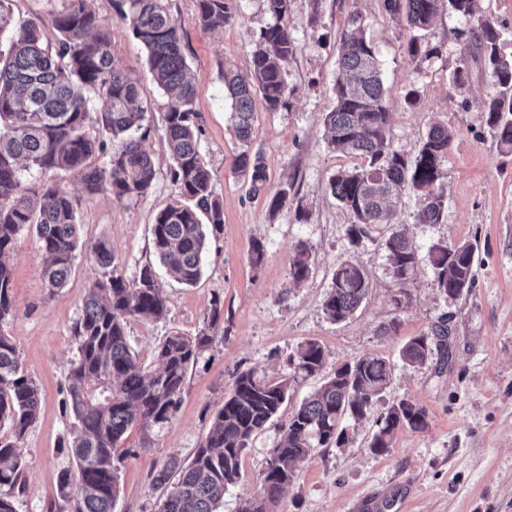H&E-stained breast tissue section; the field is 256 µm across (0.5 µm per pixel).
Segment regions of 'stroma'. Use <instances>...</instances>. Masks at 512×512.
<instances>
[{
  "label": "stroma",
  "mask_w": 512,
  "mask_h": 512,
  "mask_svg": "<svg viewBox=\"0 0 512 512\" xmlns=\"http://www.w3.org/2000/svg\"><path fill=\"white\" fill-rule=\"evenodd\" d=\"M166 5L181 26L196 87L200 151L223 204L224 224L208 244L199 283L188 287L160 274L166 317L129 320L127 332L140 363L150 369L158 366V347L166 336H193L211 327L215 341L189 369L180 407L154 430L152 448L140 451L139 429L125 434L122 445L135 454L121 467L113 512H156L155 472L167 460L190 459L235 372L286 374L288 354L310 338L325 349L323 373L293 382L276 423L244 452L241 476L226 491L223 512H238L241 501L260 494V475L280 441L281 424L321 384L323 374L365 355L391 363L390 385L371 414L349 424L346 446L316 449L299 466L280 512H512V153L499 147L485 124L480 105L491 86L484 74L473 71L462 89L450 82L463 47L459 33L467 22L440 12L424 40L441 54L417 70L406 52L410 32L386 13L384 0H290L286 21L297 51L288 64V106L271 112L256 102L246 147L233 133L221 73L227 67L249 73L252 43L272 22L264 0H236L234 18L215 30L199 25L198 0H166ZM92 7L108 28L117 59L145 87L144 146L156 178L147 195L116 202L104 193H87L75 172H53V180L75 198L81 224L64 288H46L34 233L22 234L15 243L16 315L0 332L11 337L26 373L41 390L39 414L20 443L24 474L11 491L17 512L75 510L58 491V475L70 463L62 443L73 428L66 404L68 367L77 353L73 326L87 288L102 273L90 246L107 241L119 273L134 278L144 265L158 264L152 224L158 211L180 200L170 178L165 98L149 78L146 51L112 0H93ZM355 10L364 15L366 34L378 48L394 147L415 157L437 122L447 124L452 135L443 163L446 220L416 223L420 201L409 192L392 221L423 249L437 241L473 245L475 286L458 298L440 294L423 261L408 285L409 303L395 308L398 285L383 247L386 228L371 227L369 239L351 245L346 227L352 217L330 193V178L359 163L331 151L323 139V117L334 105L336 41ZM412 89L419 94L413 106L405 102ZM246 148L261 152L267 165V191L256 197L249 196L237 169V157ZM285 182L293 185L292 197L279 212H270L269 195ZM301 209L307 219H298ZM257 242L264 258L256 265L252 247ZM301 243L311 257V274L297 285L290 259ZM349 258L367 268L370 289L351 317L334 323L323 303L334 270ZM393 320L398 331L382 334L381 326ZM442 320L450 328L448 358L436 353L424 365L407 366L400 358L404 343ZM404 399L426 407L428 428L398 431L388 453H372L378 415Z\"/></svg>",
  "instance_id": "35a3bbf8"
}]
</instances>
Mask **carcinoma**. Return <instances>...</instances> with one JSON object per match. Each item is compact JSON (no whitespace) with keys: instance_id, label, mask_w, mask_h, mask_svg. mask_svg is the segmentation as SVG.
<instances>
[{"instance_id":"cac0c4a2","label":"carcinoma","mask_w":512,"mask_h":512,"mask_svg":"<svg viewBox=\"0 0 512 512\" xmlns=\"http://www.w3.org/2000/svg\"><path fill=\"white\" fill-rule=\"evenodd\" d=\"M13 0H0V328L16 314L11 293V257L18 236L36 234L43 260V277L50 290L66 285L80 242L74 197L51 180L31 182L35 169L77 171L89 193L106 191L123 202L146 195L155 169L143 147L145 134L143 84L120 65L112 51L106 24L90 0H64L48 18L34 15L17 21ZM129 18L134 36L147 51L151 81L166 94L165 132L173 167L171 179L184 199L160 210L152 225V239L160 262L175 281L192 286L202 275L208 239L222 231L224 211L215 195L210 171L199 151L196 91L187 76L180 24L165 0H115ZM230 0H199V24L206 29L224 26L232 18ZM274 23L253 41L251 80L231 68L222 72L224 93L231 99L234 132L249 143L254 99L270 112L287 105L290 95L286 68L297 45L287 25L289 0H265ZM386 11L398 22L423 32L442 9L471 22L460 63L452 82L464 87L476 64L489 78L493 93L482 103L489 134L512 152V57L500 53L502 30L490 18L476 16L477 0H385ZM52 26L58 40H43ZM411 63L420 65L439 50L413 37L407 44ZM103 100L95 130L88 125L92 107L88 93ZM390 106L374 43L365 35L364 20L356 14L338 40L334 106L325 114V141L335 152L360 159L353 169L332 177L331 195L353 217L346 235L352 244L368 237V228L385 225L383 241L392 277L401 285L393 296L399 308L409 300L406 285L420 262L418 246L403 228L389 223L404 191L421 199L418 224H441L445 219L446 190L443 162L451 135L436 123L428 130L414 159L393 148ZM107 157L92 166L96 154ZM248 194L267 191L264 156L242 151L237 159ZM293 185L285 182L269 200L270 212L288 204ZM452 251L438 241L427 249L434 285L449 298L474 287V250L468 244ZM102 267L114 263L110 244L92 245ZM310 255L296 247L290 275L296 283L308 279ZM370 288L366 269L342 262L332 275L323 304L326 317L340 322L352 315ZM167 313V299L153 266L142 267L127 280L120 274L95 281L88 288L73 336L77 356L68 372V404L75 431L65 447L73 467L60 475L63 497H74L75 512H112L119 493L120 464L133 455L121 447L127 430L142 433L140 447H153L152 431L171 420L181 402L189 367L214 342L203 330L195 336L179 333L159 346L160 367L146 373L132 352L127 334L131 318L158 320ZM448 327L405 342L401 358L409 366L425 364L434 350L448 357ZM326 361L316 339H308L288 355L289 372L279 378L261 377L252 369L236 374L224 404L191 460L172 458L154 475L161 491L157 512H220L224 492L240 478V464L251 441L262 433L288 401L291 382L315 376ZM392 376L385 359L365 355L338 367L320 387L296 406L283 436L262 473L261 496L243 501L239 512H278L283 493L294 481L299 462L317 448L340 447L349 441L347 421H358L372 410ZM41 405L38 386L24 372L10 337L0 332V487L10 489L23 474L20 442L35 422ZM428 410L413 401L392 404L377 419L369 447L377 455L388 452L397 431L422 432L429 426Z\"/></svg>"}]
</instances>
